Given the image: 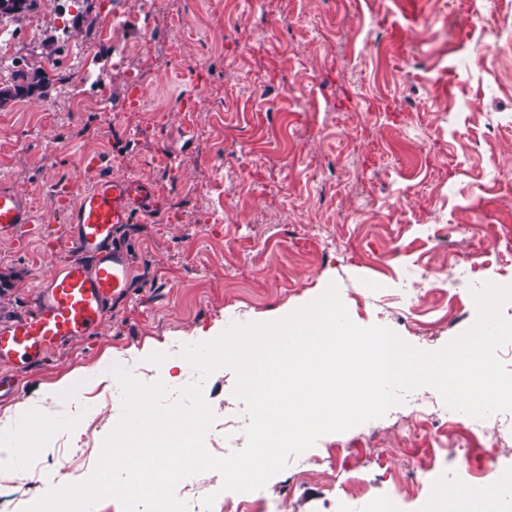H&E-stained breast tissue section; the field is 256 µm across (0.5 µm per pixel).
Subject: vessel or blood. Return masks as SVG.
Segmentation results:
<instances>
[{"label": "vessel or blood", "instance_id": "vessel-or-blood-1", "mask_svg": "<svg viewBox=\"0 0 512 512\" xmlns=\"http://www.w3.org/2000/svg\"><path fill=\"white\" fill-rule=\"evenodd\" d=\"M82 162L94 177L65 220L64 244L77 256L44 275L27 313L0 317V364L33 366L65 341L98 334L113 302L133 286V261L121 232L135 211H153L156 195L147 182L105 171L97 156ZM36 221L28 195L1 184L0 237Z\"/></svg>", "mask_w": 512, "mask_h": 512}]
</instances>
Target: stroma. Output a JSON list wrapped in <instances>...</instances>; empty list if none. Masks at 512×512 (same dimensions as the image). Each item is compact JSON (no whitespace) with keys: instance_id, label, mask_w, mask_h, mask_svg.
<instances>
[{"instance_id":"obj_1","label":"stroma","mask_w":512,"mask_h":512,"mask_svg":"<svg viewBox=\"0 0 512 512\" xmlns=\"http://www.w3.org/2000/svg\"><path fill=\"white\" fill-rule=\"evenodd\" d=\"M479 0H36L0 17L12 33L0 83L17 66L43 68L42 96L0 107V182L27 193L38 221L0 240V311L29 310L40 278L76 258L60 245L67 197L87 184L82 154L116 175L151 182L159 203L134 215L122 241L134 286L98 335L13 369L0 396V448L24 439L18 476L0 480V512L73 482L74 459L102 446L122 411L104 360L141 382L196 376L183 345L234 323L268 321L337 283L352 321L382 325L434 351L466 331L472 286L512 285V27H477ZM115 29L90 42V27ZM145 61L137 125L122 109ZM100 69L104 81L85 82ZM473 225L464 236L460 226ZM167 360L153 361L154 348ZM236 374L203 383L215 420L205 437L225 452L246 444ZM94 408L78 443L27 427L39 404L71 424L73 398ZM422 387L382 418L331 433L261 489L222 490L218 473L189 478L188 512H422L439 483L476 481V465L512 468L499 415L480 433L441 421L418 430ZM472 467H465L464 459Z\"/></svg>"}]
</instances>
